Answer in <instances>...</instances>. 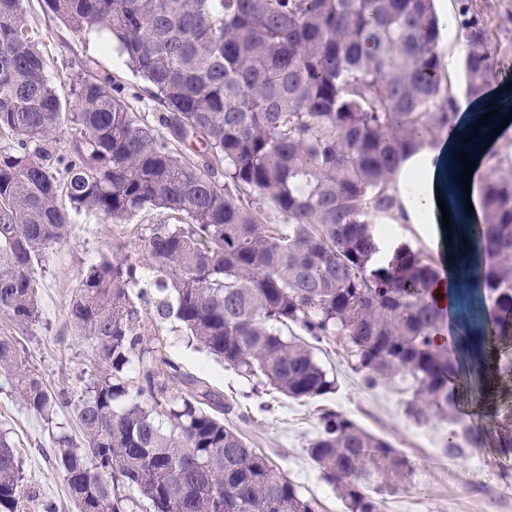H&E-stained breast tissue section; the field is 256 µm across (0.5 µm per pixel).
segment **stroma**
<instances>
[{
    "label": "stroma",
    "instance_id": "obj_1",
    "mask_svg": "<svg viewBox=\"0 0 512 512\" xmlns=\"http://www.w3.org/2000/svg\"><path fill=\"white\" fill-rule=\"evenodd\" d=\"M474 4L504 80L512 84V0H474ZM23 9L60 96L69 93L71 61L86 59L95 73L111 76L123 88L136 111H159L147 82L131 71L117 50L104 48L98 35L80 34L65 26L45 0H23ZM135 243L133 235L111 229L96 218H77L68 240L50 251L41 273L39 323L19 334L0 315V334L18 335L30 361L54 390H73L77 374L96 370L91 350L78 339L64 315L82 271L105 253L135 260ZM159 335L164 356L223 397L229 407L225 424L236 427L252 447L268 456L299 486L304 497L315 502L317 512H344L335 488L322 479L307 453L308 443L319 429V414L325 409L385 438L409 460L413 472L407 488L396 491L375 484L383 512H512V421L504 418L506 409H512V338H496L488 345L500 359L495 369L496 409L492 414L471 410L485 393L482 374L471 366L452 416L432 415L419 421L408 412V378L400 375L367 384L363 373L355 371L343 342L334 336L323 338L314 349L319 363L336 380L334 391L299 401L224 367L191 344L176 321L163 323ZM466 427L476 432L477 446L449 447V432ZM0 429L10 431L26 481L40 499L54 501L59 512H75L55 468V425L27 412L4 387L0 389Z\"/></svg>",
    "mask_w": 512,
    "mask_h": 512
}]
</instances>
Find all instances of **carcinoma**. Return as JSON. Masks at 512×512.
<instances>
[{
  "mask_svg": "<svg viewBox=\"0 0 512 512\" xmlns=\"http://www.w3.org/2000/svg\"><path fill=\"white\" fill-rule=\"evenodd\" d=\"M79 33L103 31L164 111L131 108L123 90L73 64L63 111L22 0H0V314L40 319L38 271L72 217L136 228L137 259L102 257L66 309L97 373L72 399L50 389L12 336H0V381L53 423L76 414L80 438L54 437L76 512H316V503L238 429L223 398L160 358L144 326L176 320L196 345L246 378L295 399L335 384L312 345L345 339L371 383L412 379L416 418L453 407L458 344L438 340L434 259L402 245L375 265V216L398 205L390 180L426 137L454 122L456 98L435 51L433 0H47ZM466 95L483 100L503 73L472 0H458ZM70 124L73 150L58 141ZM180 145L199 146L189 156ZM483 221L463 225L461 262L491 297L482 333L512 335V166L492 153ZM224 185H219V179ZM276 213L281 222L271 221ZM307 448L346 512H382L372 485L396 490L408 459L348 417L325 411ZM14 442L0 432V512H26Z\"/></svg>",
  "mask_w": 512,
  "mask_h": 512,
  "instance_id": "cac0c4a2",
  "label": "carcinoma"
}]
</instances>
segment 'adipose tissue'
Wrapping results in <instances>:
<instances>
[{"instance_id": "ef3b65f1", "label": "adipose tissue", "mask_w": 512, "mask_h": 512, "mask_svg": "<svg viewBox=\"0 0 512 512\" xmlns=\"http://www.w3.org/2000/svg\"><path fill=\"white\" fill-rule=\"evenodd\" d=\"M510 101L512 88L506 86L493 91L487 101L460 104L453 131L425 139L408 152L394 175L392 188L399 196L400 206L390 216V224L414 228L425 236L429 247L444 251V272L432 292L439 308L450 311L457 308L462 282L457 246L447 239L441 220L447 217L454 223L462 219L466 223L476 224L483 219L482 212L471 214L465 210L467 204H479L480 198L476 195L466 196L459 182L463 170L460 162L462 140L473 135L479 141L478 148L470 153L477 162L471 181L472 186L476 187L490 174L486 163L488 154L502 147L500 140L489 139L488 126L479 125L478 120L489 111L491 105Z\"/></svg>"}]
</instances>
